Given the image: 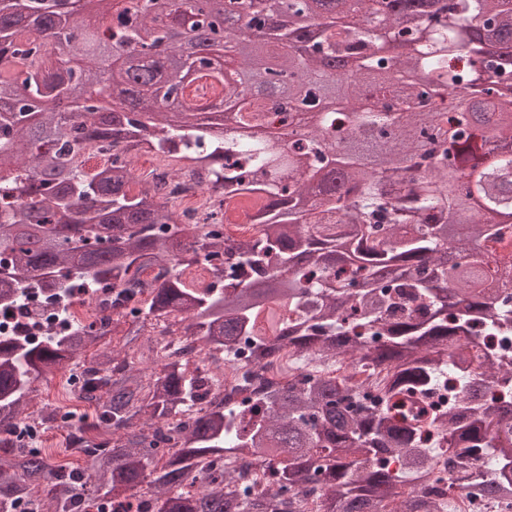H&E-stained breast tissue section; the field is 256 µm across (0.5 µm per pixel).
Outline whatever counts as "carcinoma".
<instances>
[{"label": "carcinoma", "instance_id": "carcinoma-1", "mask_svg": "<svg viewBox=\"0 0 512 512\" xmlns=\"http://www.w3.org/2000/svg\"><path fill=\"white\" fill-rule=\"evenodd\" d=\"M64 0H0V311L27 289L88 280L112 290V335L132 354L156 357L150 376L134 361L81 351L105 339L94 325L39 344L0 340V512L23 501L36 512H294L298 494L325 491L322 512H376L399 486L433 472L436 448L407 412L376 410L343 380L301 373L254 395L244 421L193 359L237 352L251 361L288 347L348 358L386 375L379 391L402 398L453 380L445 443L456 459L452 484L477 503L512 499V395L489 397L480 378L512 391V363L474 358L481 336L512 334V158L490 145L512 141V0H251L270 24L255 53L206 75L240 127L263 136L224 137L202 122L196 95L169 108L199 71L197 60L155 36L140 0L102 19L99 40L139 56L135 79L112 72L129 112L83 97L106 59L73 40ZM319 39L307 43L312 30ZM51 48L45 66L32 57ZM351 63L337 78L325 59ZM247 81L249 97L238 90ZM313 84L336 99L314 128L284 147L273 127L294 119L261 98ZM190 155L224 202L255 198L256 233L224 236L223 206L201 224H182L159 189L140 179L141 145ZM101 145L111 159L86 169ZM205 262L224 279L214 291L185 276ZM157 266L154 285L143 271ZM147 294L144 304L124 306ZM173 318L184 334L173 353L143 340L147 321ZM80 369L76 399L94 420L70 433L87 469L25 450L33 384L66 365ZM202 406L186 421L172 419ZM493 451L479 473L469 449ZM399 461L395 470L379 460ZM253 459L266 484L239 481ZM397 512H440L430 498L404 499Z\"/></svg>", "mask_w": 512, "mask_h": 512}]
</instances>
